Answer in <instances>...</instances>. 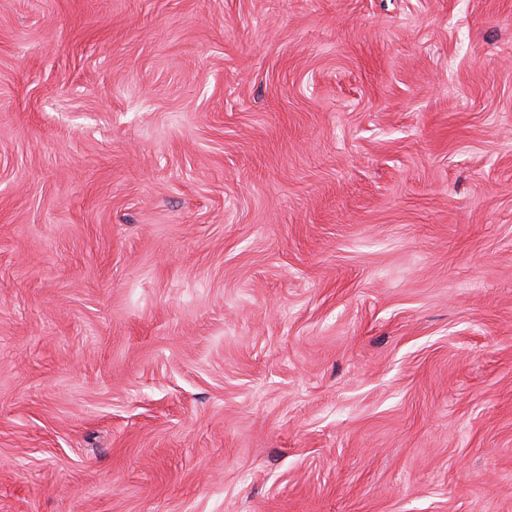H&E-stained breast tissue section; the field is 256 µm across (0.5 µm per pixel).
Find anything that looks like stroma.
<instances>
[{"label": "stroma", "mask_w": 512, "mask_h": 512, "mask_svg": "<svg viewBox=\"0 0 512 512\" xmlns=\"http://www.w3.org/2000/svg\"><path fill=\"white\" fill-rule=\"evenodd\" d=\"M0 512H512V0H0Z\"/></svg>", "instance_id": "1"}]
</instances>
